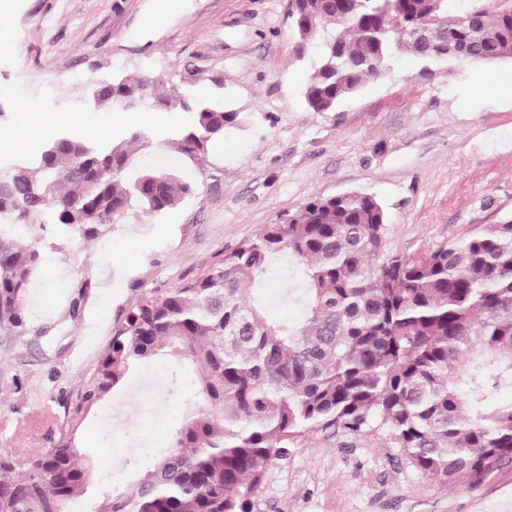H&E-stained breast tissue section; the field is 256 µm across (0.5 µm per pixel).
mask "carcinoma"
<instances>
[{"label": "carcinoma", "instance_id": "cac0c4a2", "mask_svg": "<svg viewBox=\"0 0 512 512\" xmlns=\"http://www.w3.org/2000/svg\"><path fill=\"white\" fill-rule=\"evenodd\" d=\"M294 52L312 58L304 93L335 112L396 53L430 67L512 61V0H288ZM97 112L181 110L190 125L168 141L207 158L239 113L221 98L176 90L164 74H114ZM139 128L94 144L66 132L53 151L0 175V219L92 240L137 207L157 213L195 194L172 169L138 167ZM386 208L347 192L313 198L279 224L224 251L204 276L141 295L112 326L85 392L93 400L139 366L175 359L197 370L195 392L168 450L131 487L103 494L95 512H252L267 471L306 432L387 430L425 475L478 480L512 458V217L418 254L388 248ZM303 268L302 322L265 315L249 297L273 259ZM43 260L41 238L0 229V326L25 331L24 297ZM91 466L63 444L0 459V512H64L89 492Z\"/></svg>", "mask_w": 512, "mask_h": 512}]
</instances>
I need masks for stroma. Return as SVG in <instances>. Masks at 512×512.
Segmentation results:
<instances>
[{
  "label": "stroma",
  "mask_w": 512,
  "mask_h": 512,
  "mask_svg": "<svg viewBox=\"0 0 512 512\" xmlns=\"http://www.w3.org/2000/svg\"><path fill=\"white\" fill-rule=\"evenodd\" d=\"M0 170L61 133L93 143L142 125L141 161L178 168L198 192L155 214L131 210L81 241L43 233L44 261L25 297L26 330L0 327V457L50 440L93 464L92 498L125 487L168 445L192 377L147 363L93 402L83 400L112 326L143 293L204 276L226 249L284 221L312 197L375 195L391 248L424 252L512 216V62L425 71L401 54L389 75L340 111L312 112L310 58L296 59L287 0H11L0 15ZM164 72L201 98L220 97L245 124L202 163L163 146L189 125L182 111L148 119L92 111L86 84L114 73ZM119 288L101 305L109 281ZM296 268L274 263L268 313L291 321L303 302ZM253 512H512V460L482 479L443 484L394 448L385 430L314 431L270 466Z\"/></svg>",
  "instance_id": "obj_1"
}]
</instances>
